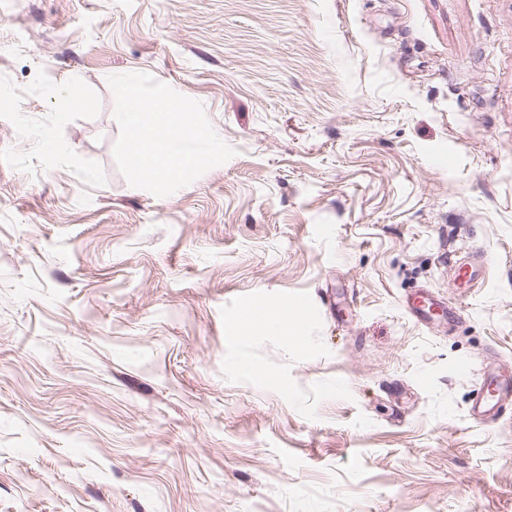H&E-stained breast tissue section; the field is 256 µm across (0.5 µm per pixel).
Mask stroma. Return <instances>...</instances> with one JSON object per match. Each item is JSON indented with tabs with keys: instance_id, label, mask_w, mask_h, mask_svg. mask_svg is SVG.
I'll list each match as a JSON object with an SVG mask.
<instances>
[{
	"instance_id": "35a3bbf8",
	"label": "stroma",
	"mask_w": 512,
	"mask_h": 512,
	"mask_svg": "<svg viewBox=\"0 0 512 512\" xmlns=\"http://www.w3.org/2000/svg\"><path fill=\"white\" fill-rule=\"evenodd\" d=\"M128 72L236 155L130 186ZM1 96L0 512H512V0H0ZM406 311L419 323L427 324L436 317L453 320L458 315L451 302L439 298L428 290H422L412 298L406 299ZM485 375L483 386L470 405L471 413L489 422L512 418V406L507 402L512 398V379L497 375L491 368Z\"/></svg>"
}]
</instances>
